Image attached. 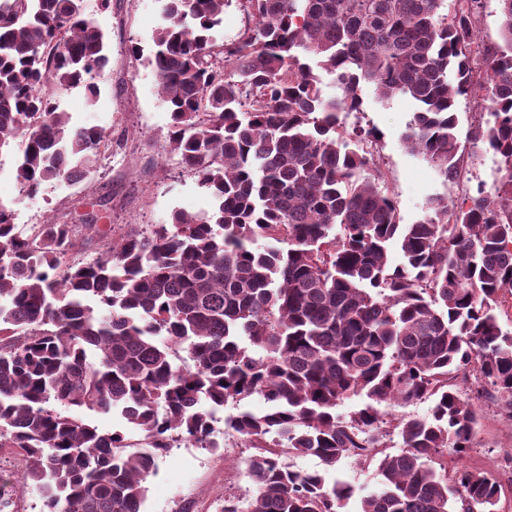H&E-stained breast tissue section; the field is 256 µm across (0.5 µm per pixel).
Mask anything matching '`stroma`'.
I'll return each instance as SVG.
<instances>
[{"label": "stroma", "instance_id": "stroma-1", "mask_svg": "<svg viewBox=\"0 0 512 512\" xmlns=\"http://www.w3.org/2000/svg\"><path fill=\"white\" fill-rule=\"evenodd\" d=\"M83 5L108 34L109 63L95 79V101L75 88L59 98L58 106L74 124L103 128L112 144L98 155L86 179L48 183L31 196L14 177L13 158H0V199L12 202L20 225L40 224L50 216L66 224H95L111 235L128 224L170 223L176 211L210 209L208 192L166 150L169 113L145 57L161 22L159 0H111L105 11L100 0H83ZM136 46L141 49L137 55L132 52ZM362 98L361 112L350 120L379 130L382 184L395 199L402 223L421 220L430 197L438 195L455 205L477 184L494 191L501 178L497 159L469 137L480 119L475 98L458 102L459 154L468 177L464 184L444 182L434 168L404 148L402 135L415 111L411 99L381 101L368 89ZM478 412L474 448L460 459L446 455L443 463L449 470L462 465L493 476L500 485L497 512H512V420L490 402ZM215 428L223 433V450L180 442L158 459L145 512H218L225 491L247 494L246 456L238 451L242 440L223 422H216Z\"/></svg>", "mask_w": 512, "mask_h": 512}]
</instances>
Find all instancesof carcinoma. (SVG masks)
<instances>
[{"label": "carcinoma", "instance_id": "obj_1", "mask_svg": "<svg viewBox=\"0 0 512 512\" xmlns=\"http://www.w3.org/2000/svg\"><path fill=\"white\" fill-rule=\"evenodd\" d=\"M456 2L450 15L448 0H162L148 64L168 151L211 210L108 238L95 224L22 228L0 201V453L21 461L40 512H143L158 457L180 441L224 447L216 414L253 394L268 409L225 425L325 469L254 455L251 493L221 512H345L352 499L356 512H497L496 480L435 467L473 447V399L512 418V0H496L501 43L480 55L484 0ZM233 3L246 24L217 45ZM108 63L81 0H0V155L15 153L23 192L91 171L107 134L72 125L57 99L96 97ZM324 74L341 95H324ZM364 84L415 101L403 145L446 182L460 167L458 100L482 90L490 120L472 138L504 172L494 195L433 197L400 223L378 132L347 129ZM93 236L99 254L75 260ZM429 399L428 416L397 417L400 451L378 459L377 490L332 476L385 447L383 409ZM73 409L119 414L143 447L125 452L123 432Z\"/></svg>", "mask_w": 512, "mask_h": 512}]
</instances>
